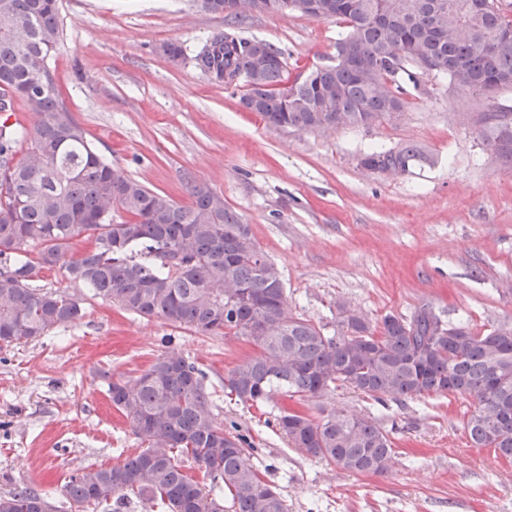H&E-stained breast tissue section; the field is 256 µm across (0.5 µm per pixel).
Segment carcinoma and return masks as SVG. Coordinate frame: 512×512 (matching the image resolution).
I'll use <instances>...</instances> for the list:
<instances>
[{"label":"carcinoma","instance_id":"obj_1","mask_svg":"<svg viewBox=\"0 0 512 512\" xmlns=\"http://www.w3.org/2000/svg\"><path fill=\"white\" fill-rule=\"evenodd\" d=\"M224 2L197 0L226 21L241 19L224 12ZM312 2L304 16L346 28L333 63L292 76L274 45L228 28L193 57L194 67L226 86L243 85L240 101L268 126L290 131L314 132L338 116L342 128L396 119L405 86L427 93L413 52L427 53L432 75L462 91L512 88V41L501 38L512 16L502 0ZM441 8L456 11L474 35L457 39L439 19ZM60 41L59 0H0V347L82 318L78 295L34 285L41 270L59 267L75 285L141 318L247 338L254 354L224 374L225 396L247 409L277 396L305 406L341 389L383 404L460 395L470 403L464 428L473 447L512 460V321L475 332L422 307L408 319L388 313L373 323L341 303L327 334L290 309L279 268L223 196L189 181L193 201L181 205L112 168L57 92L49 60ZM17 100L39 116L19 161L24 135L1 112ZM485 119L487 147L511 158L512 113ZM426 161L414 143L360 156L378 173ZM117 211L125 214L120 222ZM83 234L89 246L68 260L71 241ZM206 379L195 362L169 351L139 375L110 382L112 406L144 448L120 465L66 477L70 512H120L131 499L165 512H225L226 492L231 512H287L250 463L249 437L216 423ZM275 427L289 447L345 472L380 475L394 464L389 432L361 414L289 410L275 416ZM186 459L202 477L185 470ZM36 499L58 512L29 484L0 496V512H29Z\"/></svg>","mask_w":512,"mask_h":512}]
</instances>
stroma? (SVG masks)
Returning <instances> with one entry per match:
<instances>
[{"instance_id":"stroma-1","label":"stroma","mask_w":512,"mask_h":512,"mask_svg":"<svg viewBox=\"0 0 512 512\" xmlns=\"http://www.w3.org/2000/svg\"><path fill=\"white\" fill-rule=\"evenodd\" d=\"M61 45L50 66L87 138L113 167L188 205L185 180L223 195L281 271L294 311L333 325L347 302L377 322L427 304L476 331L512 319V161L480 135L493 96L426 77V95L371 128L281 131L245 110L242 88L217 85L193 56L225 29L194 0H60ZM275 45L289 66L331 63L343 25L297 13L256 14L237 27ZM172 41L186 59L155 51ZM414 142L431 160L398 174L360 156ZM84 317L0 349V495L28 482L58 507L65 478L114 466L140 442L112 406L110 379L176 351L207 373L215 420L249 434L250 457L288 512H512V462L473 447L464 398L379 405L348 391L326 407L371 417L397 453L385 475L352 474L289 448L224 394V374L251 352L241 336H203L115 309L80 289Z\"/></svg>"}]
</instances>
